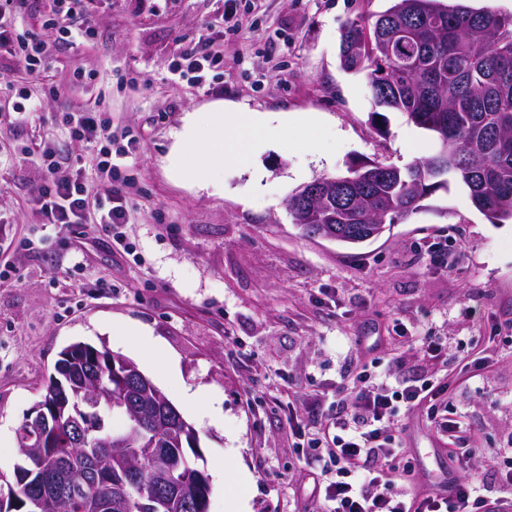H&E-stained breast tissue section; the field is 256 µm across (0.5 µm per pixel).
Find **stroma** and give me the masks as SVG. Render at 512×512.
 Returning a JSON list of instances; mask_svg holds the SVG:
<instances>
[{
  "mask_svg": "<svg viewBox=\"0 0 512 512\" xmlns=\"http://www.w3.org/2000/svg\"><path fill=\"white\" fill-rule=\"evenodd\" d=\"M391 4L94 0L91 38L56 46L53 0H23L29 31L51 48L41 109L0 121V267L12 275L0 286L1 475L20 462L16 429L43 400L60 352L83 342L133 361L169 400L172 371L204 392L182 415L197 432L209 512H227L233 494L246 512H312L320 470L303 459L288 414L313 391L328 411L339 397L353 404L375 359L400 382L446 383L461 422L451 444L423 408L401 415L417 483L446 480L456 446L475 449L477 480L497 489L512 457V221L491 223L457 184L377 240L348 246L304 236L286 207L298 187L353 159L402 167L431 154L432 139L402 113L377 130L367 73L340 66L346 21ZM205 34L223 48V67L200 85L173 82L178 45ZM78 69L89 78L75 80ZM217 102L280 132L249 162L240 143H226L202 189L196 160L179 176L168 156L185 118L208 125ZM81 105L98 109L113 149L128 153L124 252L104 228L43 224L33 211L45 177L35 153L50 144L66 168L89 167L94 142L65 125ZM143 327L161 345L149 364L135 347ZM422 336L440 344L438 357L422 356Z\"/></svg>",
  "mask_w": 512,
  "mask_h": 512,
  "instance_id": "obj_1",
  "label": "stroma"
}]
</instances>
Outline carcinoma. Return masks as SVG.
<instances>
[{"label": "carcinoma", "instance_id": "obj_1", "mask_svg": "<svg viewBox=\"0 0 512 512\" xmlns=\"http://www.w3.org/2000/svg\"><path fill=\"white\" fill-rule=\"evenodd\" d=\"M339 58L344 70L366 71L378 126L385 113H404L417 127L431 133L434 151L428 158L403 168L392 166L384 177L383 161L360 162L364 177L336 190L333 203L320 208L321 224L343 232L339 242L359 245L362 215L380 211L387 224L404 219L419 201L452 183L465 186L472 204L491 222L512 221V15L463 5L443 6L438 0H395L385 12L349 20L343 27ZM449 142L442 153L441 136ZM112 358L102 350L77 342L60 352L46 385L54 395L58 420L51 448L25 441L32 448L14 478L0 475V512H36L31 495L50 480L78 481L81 494L58 512H90L89 503L112 498L113 487L127 483L126 464L131 449L114 448L97 434H87L92 456L104 463L105 478H84L86 461L73 454L70 421L93 412L89 427H111L96 415L105 409L126 419L120 435H136L160 401L142 389L136 411L112 400ZM197 442L186 421L172 422L159 433L152 456L139 463V488L129 489L112 512H141L140 491L159 484L169 466L187 477L185 491L202 492L207 474L186 468V449Z\"/></svg>", "mask_w": 512, "mask_h": 512}]
</instances>
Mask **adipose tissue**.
<instances>
[{
  "mask_svg": "<svg viewBox=\"0 0 512 512\" xmlns=\"http://www.w3.org/2000/svg\"><path fill=\"white\" fill-rule=\"evenodd\" d=\"M216 120L210 127H201L195 119H187L177 133L169 160L174 172H182L186 154L195 153L200 166H208L223 160L224 145L229 138L262 145L265 137L271 135L269 123L245 120L242 112L225 111L216 106Z\"/></svg>",
  "mask_w": 512,
  "mask_h": 512,
  "instance_id": "adipose-tissue-1",
  "label": "adipose tissue"
}]
</instances>
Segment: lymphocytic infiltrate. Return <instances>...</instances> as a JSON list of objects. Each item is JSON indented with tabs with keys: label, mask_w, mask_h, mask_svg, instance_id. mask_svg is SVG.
Segmentation results:
<instances>
[{
	"label": "lymphocytic infiltrate",
	"mask_w": 512,
	"mask_h": 512,
	"mask_svg": "<svg viewBox=\"0 0 512 512\" xmlns=\"http://www.w3.org/2000/svg\"><path fill=\"white\" fill-rule=\"evenodd\" d=\"M21 0H0V46L7 48L20 67L38 74L46 42L29 38L17 13ZM88 0H57L49 26L62 42L90 38L83 15ZM222 58L209 44L180 46L173 69L176 80L200 84ZM99 135L102 144L93 159L94 184L65 173L54 150L41 153L48 175L34 196L37 214L45 224H78L85 215L96 223L120 226L129 211L112 184L119 166L112 157V134L96 110L82 107L70 114V135L81 139ZM353 406L337 403L332 414L323 413L318 398L304 400L306 416L297 419L300 447L322 475L316 512H504L512 507V467L501 475L496 499L481 492L471 459L449 456L448 470L455 487L448 495L415 490L416 471L399 423L400 409L422 405L436 433L449 436L460 422L448 400L446 385L431 379L419 384H390L386 373L363 375Z\"/></svg>",
	"instance_id": "lymphocytic-infiltrate-1"
}]
</instances>
